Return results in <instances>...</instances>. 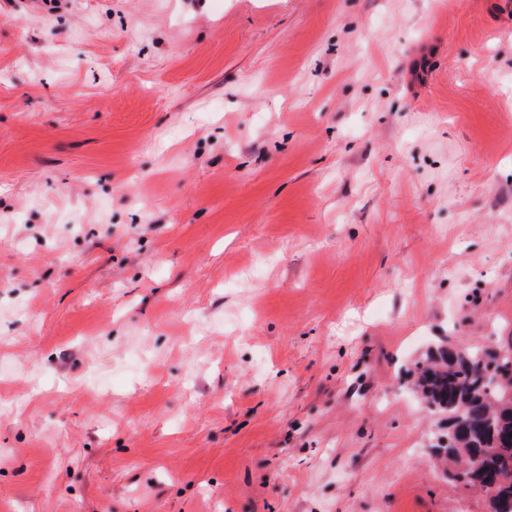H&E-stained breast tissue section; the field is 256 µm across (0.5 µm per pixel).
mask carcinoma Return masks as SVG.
Here are the masks:
<instances>
[{
	"label": "carcinoma",
	"instance_id": "obj_1",
	"mask_svg": "<svg viewBox=\"0 0 512 512\" xmlns=\"http://www.w3.org/2000/svg\"><path fill=\"white\" fill-rule=\"evenodd\" d=\"M507 351L445 344L408 370L431 412L459 420L453 444L437 446L438 455L455 464L480 463L474 480L493 512L512 502V481H498L512 462V346Z\"/></svg>",
	"mask_w": 512,
	"mask_h": 512
}]
</instances>
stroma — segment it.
I'll use <instances>...</instances> for the list:
<instances>
[{"label":"stroma","mask_w":512,"mask_h":512,"mask_svg":"<svg viewBox=\"0 0 512 512\" xmlns=\"http://www.w3.org/2000/svg\"><path fill=\"white\" fill-rule=\"evenodd\" d=\"M445 341L512 345V0H0V512H489Z\"/></svg>","instance_id":"stroma-1"}]
</instances>
